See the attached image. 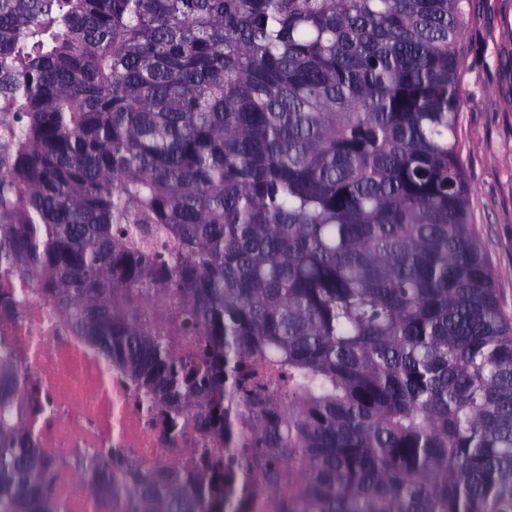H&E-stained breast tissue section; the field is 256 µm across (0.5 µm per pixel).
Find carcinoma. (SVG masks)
Wrapping results in <instances>:
<instances>
[{"label": "carcinoma", "mask_w": 512, "mask_h": 512, "mask_svg": "<svg viewBox=\"0 0 512 512\" xmlns=\"http://www.w3.org/2000/svg\"><path fill=\"white\" fill-rule=\"evenodd\" d=\"M464 17L0 0V279L205 428L255 406L280 512H512V317L468 212ZM18 388L1 343L0 512H55ZM83 469L127 512H205L117 452Z\"/></svg>", "instance_id": "cac0c4a2"}]
</instances>
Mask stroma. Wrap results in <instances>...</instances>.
Wrapping results in <instances>:
<instances>
[{
  "instance_id": "35a3bbf8",
  "label": "stroma",
  "mask_w": 512,
  "mask_h": 512,
  "mask_svg": "<svg viewBox=\"0 0 512 512\" xmlns=\"http://www.w3.org/2000/svg\"><path fill=\"white\" fill-rule=\"evenodd\" d=\"M459 135L475 231L512 312V0H466Z\"/></svg>"
}]
</instances>
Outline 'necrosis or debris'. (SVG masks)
<instances>
[{
    "instance_id": "4bbe7bcc",
    "label": "necrosis or debris",
    "mask_w": 512,
    "mask_h": 512,
    "mask_svg": "<svg viewBox=\"0 0 512 512\" xmlns=\"http://www.w3.org/2000/svg\"><path fill=\"white\" fill-rule=\"evenodd\" d=\"M0 339L12 348L21 378L18 421L52 462L49 482L59 512H112L111 503L85 492L77 470L78 462L112 449L129 462L175 470L206 496L216 484L233 485L224 512H278L281 493L265 477L272 451L252 447L251 428L236 429L229 440L200 431L194 418H174L39 294L0 314ZM208 448L221 449L223 470L208 469Z\"/></svg>"
}]
</instances>
